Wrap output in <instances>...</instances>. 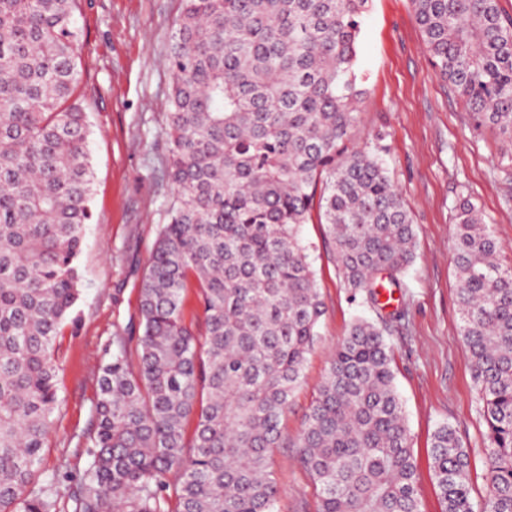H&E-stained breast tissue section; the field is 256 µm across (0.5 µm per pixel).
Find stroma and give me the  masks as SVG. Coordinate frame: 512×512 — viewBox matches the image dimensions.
I'll use <instances>...</instances> for the list:
<instances>
[{"mask_svg": "<svg viewBox=\"0 0 512 512\" xmlns=\"http://www.w3.org/2000/svg\"><path fill=\"white\" fill-rule=\"evenodd\" d=\"M179 10L180 0H81L80 87L89 107L95 184L78 259L80 322L57 339L62 404L43 453L48 478L79 474L88 466L96 368L112 354L116 327L138 328L140 280L157 227L168 221L172 189L163 164L172 81L169 33ZM355 70L366 94L354 139L362 144L383 135L388 170L416 230L417 259L401 275L396 293L406 319L395 324L390 342L421 510L441 512L431 478V442L442 423L455 426L472 452L473 501L487 492L486 424L460 332L452 212L459 198H470L503 245V261L512 263V162L502 158L501 136L475 131L462 101L438 75L410 0H372L362 18ZM326 231L315 222L302 227L327 312L320 343L283 421L291 439L302 428L333 347L364 312L349 299ZM273 470L283 489L281 512H315L313 489L296 465L294 449H276Z\"/></svg>", "mask_w": 512, "mask_h": 512, "instance_id": "stroma-1", "label": "stroma"}]
</instances>
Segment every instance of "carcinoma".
Segmentation results:
<instances>
[{
    "label": "carcinoma",
    "instance_id": "obj_1",
    "mask_svg": "<svg viewBox=\"0 0 512 512\" xmlns=\"http://www.w3.org/2000/svg\"><path fill=\"white\" fill-rule=\"evenodd\" d=\"M473 127L512 154V14L499 0H411ZM369 0H181L170 37L173 196L139 287V334L101 362L72 485L39 482L61 405L56 337L77 326L94 169L80 97L81 0H0V512H280L273 452L296 449L315 512H421L378 276L416 258L382 148L350 146ZM327 227L355 318L300 433L283 417L327 308L302 226ZM461 336L486 424L488 493L440 424L442 512H512V266L468 198L452 215ZM194 289L201 317L186 319Z\"/></svg>",
    "mask_w": 512,
    "mask_h": 512
}]
</instances>
